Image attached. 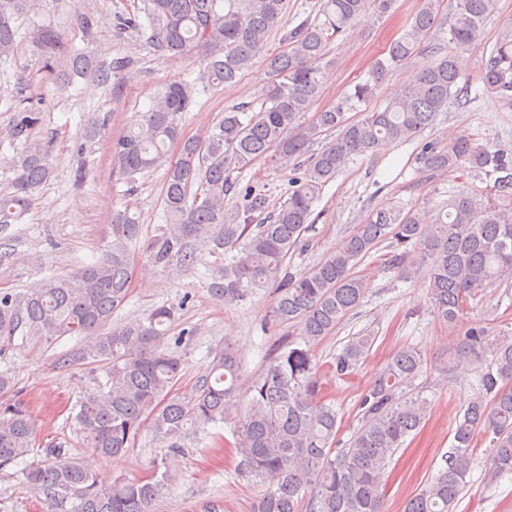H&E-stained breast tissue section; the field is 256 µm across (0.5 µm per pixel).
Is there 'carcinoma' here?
Segmentation results:
<instances>
[{"label": "carcinoma", "instance_id": "carcinoma-1", "mask_svg": "<svg viewBox=\"0 0 512 512\" xmlns=\"http://www.w3.org/2000/svg\"><path fill=\"white\" fill-rule=\"evenodd\" d=\"M395 0H319L317 17L305 18L284 38V48L264 53L286 0H143V7L118 14L113 25L148 35L168 57L199 53L205 82L230 85L265 55L269 81L259 110L242 106L204 137L185 138L182 114L196 104L195 88L167 81L147 111L138 112L122 135L112 139V172L132 182L138 174L167 167L162 202L164 224L151 236L127 209L112 212L101 258L68 275L47 279L17 301L0 296V334L23 329L40 340L76 336L62 366L98 364L102 376L78 405L75 419L86 445L101 458L125 452L144 422L157 440L177 451L191 433L211 424L235 426L233 450L240 474L270 482L256 512H383L387 469L408 436L420 430L430 402L405 388L421 369L418 350H396L376 374L360 403V425L346 448L335 447L336 409L319 397L317 370L309 345L336 329L364 297V281L354 266L381 243L389 242L388 267L404 281L424 273L429 302L437 317L455 322L474 308L485 289L512 279V148L481 145L460 134L450 144L425 142L417 154L424 171L479 172L493 180L485 189L454 194L439 208L415 211L399 202L378 207L311 268L292 272L288 253L303 242L313 207L324 187L350 158L375 155L389 143L416 139L451 101H467L471 85L459 84L457 54L479 47L486 19L498 0H455L450 19L440 0H425L387 56L368 78L336 106L300 122L322 86L330 43L371 10L389 13ZM22 0H0V58L14 55ZM33 41L42 51L41 69L58 81L80 74L83 55L64 46L52 28ZM446 41L452 49L445 50ZM426 47L430 60L413 83L382 110L352 122L346 114L369 101L393 70ZM482 91L512 110V19L502 24L481 71ZM9 140L18 146L10 159L9 194L0 196V232L26 211L35 190L53 175L50 142L36 137L42 117L33 97L16 93ZM338 136L317 151L323 134ZM176 144V161L168 146ZM268 161L293 164L299 176L281 208L269 210L268 195L250 187L234 197L230 174ZM215 257L209 290L233 303L256 288L275 286L270 318L292 325L305 347L283 344L246 389L240 386L241 357L231 345L220 349L211 368L188 399H166L179 378L182 359L164 347L177 310L162 305L144 321L112 328V313L127 300L135 253L149 264L194 268L195 248ZM236 254L226 258L224 252ZM373 339L355 336L334 358L336 376L351 374ZM451 368L477 369L480 394L463 410L446 464L406 504L405 512H455L474 461V438L489 440L487 477L512 474V331L490 335L477 324L452 346ZM34 447L29 414L20 403L0 407V465L27 457ZM23 483L43 497L47 512H151L167 485L154 470L134 480L102 485L80 463L51 443L44 455L24 463Z\"/></svg>", "mask_w": 512, "mask_h": 512}]
</instances>
